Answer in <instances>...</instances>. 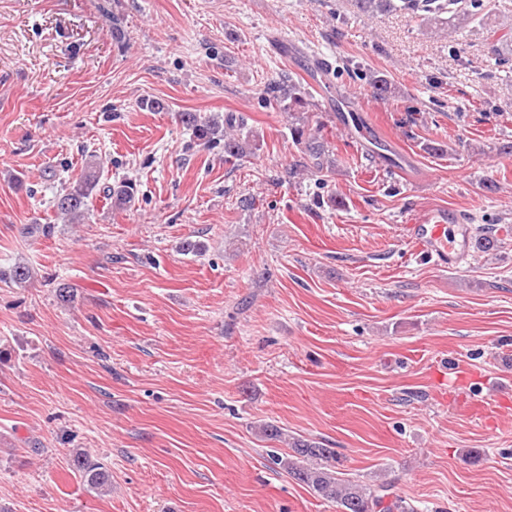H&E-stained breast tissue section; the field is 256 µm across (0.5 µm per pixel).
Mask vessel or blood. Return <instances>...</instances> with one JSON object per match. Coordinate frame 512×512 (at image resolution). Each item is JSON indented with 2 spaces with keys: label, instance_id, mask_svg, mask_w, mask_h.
Listing matches in <instances>:
<instances>
[{
  "label": "vessel or blood",
  "instance_id": "b4317fda",
  "mask_svg": "<svg viewBox=\"0 0 512 512\" xmlns=\"http://www.w3.org/2000/svg\"><path fill=\"white\" fill-rule=\"evenodd\" d=\"M409 236L441 267H451L466 255L472 246L474 228L461 222L458 210L433 208L419 213L409 225Z\"/></svg>",
  "mask_w": 512,
  "mask_h": 512
}]
</instances>
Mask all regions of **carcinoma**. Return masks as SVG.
<instances>
[{"instance_id":"carcinoma-1","label":"carcinoma","mask_w":512,"mask_h":512,"mask_svg":"<svg viewBox=\"0 0 512 512\" xmlns=\"http://www.w3.org/2000/svg\"><path fill=\"white\" fill-rule=\"evenodd\" d=\"M461 0H356L359 8L371 13L388 14L420 12L433 15V19L455 29H464L480 13L481 0H469V4L458 9ZM269 102L280 111L288 113V118L305 108L307 92L292 77H285L269 87ZM182 123L192 130L194 137L205 143L224 133V157L239 159L252 151L256 143L242 139L236 134L237 125L233 117L224 119V124L212 119H203L195 112L182 114ZM324 125H319L317 133L307 134L304 127L290 123L291 136L301 151L321 172L336 166V160L329 154L328 142L322 134ZM100 160L91 156L84 173L72 185L66 187L54 199L56 211L78 220L96 194L103 195L116 208H123L134 199L133 185L120 182L114 185L100 184L97 169ZM291 452L280 463L299 483L305 485L318 497L336 504L338 512H409L410 506L401 497L394 494V483L382 479L376 484H359L339 477L336 471V455L333 449L323 448L318 442L308 439L292 438L288 443ZM82 478L93 489H105L111 483V474L104 466L93 463L81 452H75Z\"/></svg>"}]
</instances>
